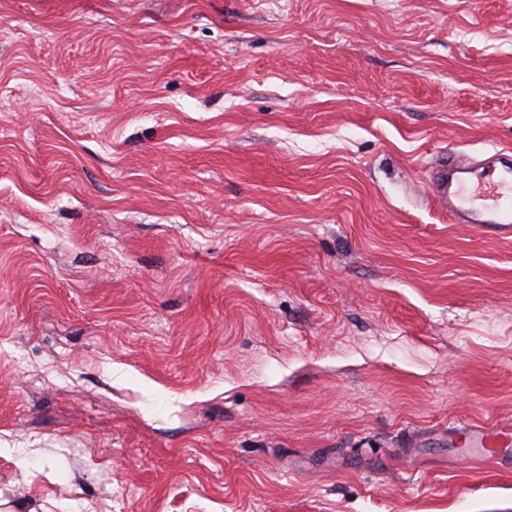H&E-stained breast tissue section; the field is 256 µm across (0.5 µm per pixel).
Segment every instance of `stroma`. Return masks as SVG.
Returning <instances> with one entry per match:
<instances>
[{"label":"stroma","mask_w":512,"mask_h":512,"mask_svg":"<svg viewBox=\"0 0 512 512\" xmlns=\"http://www.w3.org/2000/svg\"><path fill=\"white\" fill-rule=\"evenodd\" d=\"M512 0H0L9 512H512ZM511 159L497 166L487 162L479 183L483 193L465 195L466 183L458 176L461 162L453 153H443L428 170L427 194L431 203L448 215L452 224L509 225L512 228V167ZM512 445V422H501L491 426L472 425L465 428L464 448H481L488 459L497 454L496 448Z\"/></svg>","instance_id":"obj_1"}]
</instances>
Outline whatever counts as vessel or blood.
<instances>
[{
  "label": "vessel or blood",
  "instance_id": "vessel-or-blood-1",
  "mask_svg": "<svg viewBox=\"0 0 512 512\" xmlns=\"http://www.w3.org/2000/svg\"><path fill=\"white\" fill-rule=\"evenodd\" d=\"M460 171L455 154L445 153L435 160L426 179L431 203L453 224L512 226V164L486 163L482 171L485 190L470 196L465 193ZM464 445L481 449L486 458H493L498 448L512 445V422L467 427Z\"/></svg>",
  "mask_w": 512,
  "mask_h": 512
}]
</instances>
